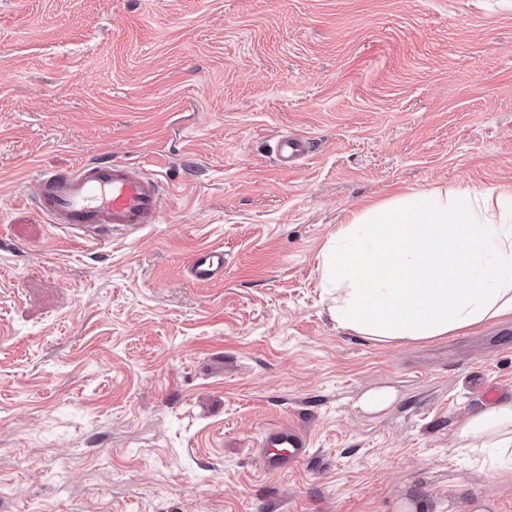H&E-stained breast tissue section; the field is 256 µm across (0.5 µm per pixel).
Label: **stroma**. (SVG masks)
I'll return each instance as SVG.
<instances>
[{
  "label": "stroma",
  "mask_w": 512,
  "mask_h": 512,
  "mask_svg": "<svg viewBox=\"0 0 512 512\" xmlns=\"http://www.w3.org/2000/svg\"><path fill=\"white\" fill-rule=\"evenodd\" d=\"M107 157L156 173L160 223L48 224L39 173ZM505 184L512 0H0V512H512L453 443L512 400V318L377 343L318 270L370 203ZM201 246L222 283L187 278ZM288 422L310 455L265 472ZM310 150V142L303 138L283 137L276 142L275 152L286 170L294 169ZM184 270L187 277L196 284H210L224 279V250L202 247L187 258ZM397 398L394 388L389 386L374 387L367 390L357 402L358 407L367 413H379L389 408Z\"/></svg>",
  "instance_id": "35a3bbf8"
}]
</instances>
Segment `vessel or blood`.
I'll list each match as a JSON object with an SVG mask.
<instances>
[{
  "label": "vessel or blood",
  "instance_id": "b4317fda",
  "mask_svg": "<svg viewBox=\"0 0 512 512\" xmlns=\"http://www.w3.org/2000/svg\"><path fill=\"white\" fill-rule=\"evenodd\" d=\"M310 150L308 140L284 137L275 152L286 169H294ZM37 211L64 232L100 233L111 229L133 232L158 223L162 208L160 183L140 166L110 159L83 161L66 171L39 175ZM184 270L197 284L224 278V251L202 247L187 258ZM310 454V438L289 423L268 430L262 440L264 470H292Z\"/></svg>",
  "mask_w": 512,
  "mask_h": 512
}]
</instances>
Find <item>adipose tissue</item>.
Segmentation results:
<instances>
[{
	"label": "adipose tissue",
	"instance_id": "ef3b65f1",
	"mask_svg": "<svg viewBox=\"0 0 512 512\" xmlns=\"http://www.w3.org/2000/svg\"><path fill=\"white\" fill-rule=\"evenodd\" d=\"M320 286L338 327L382 343L512 317V185L409 191L352 213L322 250ZM454 439L512 463V401L460 420Z\"/></svg>",
	"mask_w": 512,
	"mask_h": 512
}]
</instances>
